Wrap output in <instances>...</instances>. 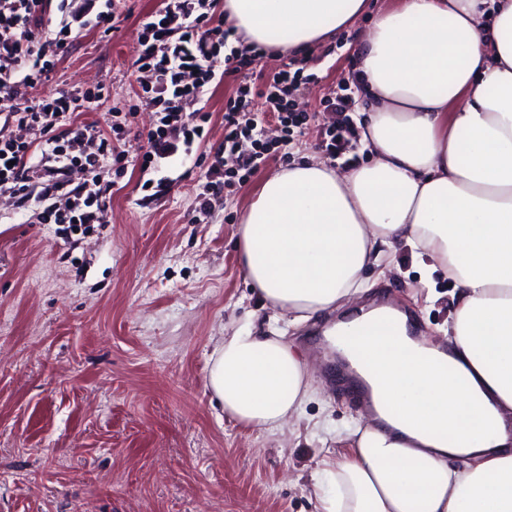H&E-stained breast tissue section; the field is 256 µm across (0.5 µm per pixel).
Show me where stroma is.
<instances>
[{"instance_id":"35a3bbf8","label":"stroma","mask_w":512,"mask_h":512,"mask_svg":"<svg viewBox=\"0 0 512 512\" xmlns=\"http://www.w3.org/2000/svg\"><path fill=\"white\" fill-rule=\"evenodd\" d=\"M158 0H124L129 16L116 36L95 31L62 54L56 87L110 85L105 108L82 114L109 128L128 113L126 149L142 144L155 123L136 107L139 86L128 65L137 33ZM353 30L309 55L313 80L296 96L307 112L287 159L274 156L247 183L218 197L205 223H192L207 165L224 139V105L238 85L225 78L206 108L211 131L200 166L174 161L162 190H143L128 167L103 223L64 234L33 222L37 201L18 207L0 196V512H320L311 474L340 459L347 435L368 420L342 396L327 371L332 349L315 338L336 322L328 310L288 324L249 287L237 262V230L274 171L307 160L347 170L371 160L359 138L336 159L321 146L334 114L326 101L343 91L347 113L364 103L346 78L354 68ZM368 290L344 306L353 312L380 296L416 316L417 336L443 340L452 280L423 279L409 247L365 269ZM253 325L302 355L312 394L294 424L260 431L229 417L206 385L209 360L223 337Z\"/></svg>"}]
</instances>
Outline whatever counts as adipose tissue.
<instances>
[{
    "mask_svg": "<svg viewBox=\"0 0 512 512\" xmlns=\"http://www.w3.org/2000/svg\"><path fill=\"white\" fill-rule=\"evenodd\" d=\"M224 0L247 42L291 56L372 13L355 42L371 163L275 172L238 229L253 291L300 322L342 304L406 244L455 283L447 345L391 332L374 308L354 342L370 422L313 491L322 512H512V0ZM207 385L245 425L275 430L310 395L278 337L240 328Z\"/></svg>",
    "mask_w": 512,
    "mask_h": 512,
    "instance_id": "obj_1",
    "label": "adipose tissue"
}]
</instances>
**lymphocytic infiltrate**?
I'll list each match as a JSON object with an SVG mask.
<instances>
[{"mask_svg": "<svg viewBox=\"0 0 512 512\" xmlns=\"http://www.w3.org/2000/svg\"><path fill=\"white\" fill-rule=\"evenodd\" d=\"M215 0H163L153 19L139 34V51L130 68L145 104L157 117L137 156L117 146L96 123L81 122L82 113L109 100V87H71L58 96L38 98L35 89L54 74L60 49L96 30L119 31L125 15L118 0H0V194L26 200L30 180H37L40 220L53 224H99L112 182L100 169L111 160L117 170L136 162L144 187L162 160L190 150L205 139L210 121L198 104L208 88L224 75L241 82L224 111V141L206 171L207 191L199 199V212H208L221 195L226 179L237 171L252 173L271 155L257 119L247 117L252 95L265 99L266 110L276 115L284 133L306 124V113L290 100L306 84L307 59L290 60L273 75L259 69L262 47L236 40L233 25L217 18ZM65 22L59 29L46 23L51 11ZM233 168H226V161ZM82 179L72 183L71 172Z\"/></svg>", "mask_w": 512, "mask_h": 512, "instance_id": "lymphocytic-infiltrate-1", "label": "lymphocytic infiltrate"}]
</instances>
